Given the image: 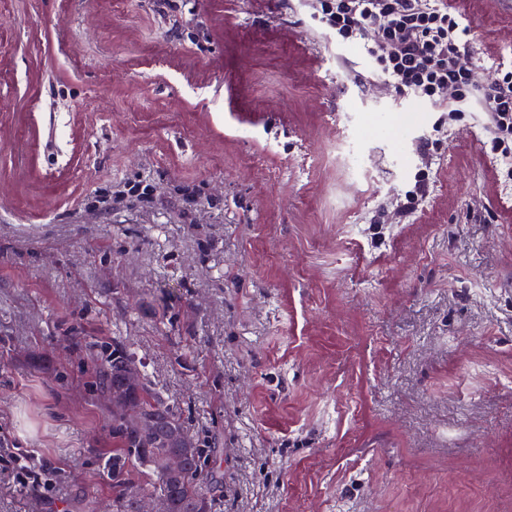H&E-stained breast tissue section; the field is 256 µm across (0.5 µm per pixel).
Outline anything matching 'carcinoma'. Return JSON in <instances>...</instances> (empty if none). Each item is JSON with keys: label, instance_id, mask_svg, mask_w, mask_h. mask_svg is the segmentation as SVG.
<instances>
[{"label": "carcinoma", "instance_id": "obj_1", "mask_svg": "<svg viewBox=\"0 0 512 512\" xmlns=\"http://www.w3.org/2000/svg\"><path fill=\"white\" fill-rule=\"evenodd\" d=\"M95 387L112 392L123 388L135 414L112 413V435L121 448L112 457V502L114 512H140L141 501L157 499L162 512H210L211 503L201 489L204 471L214 458L215 449L199 445L186 448L169 437L172 428H184L179 414L150 386L144 366L133 353L121 348L102 351L93 357ZM135 384H128L131 372ZM183 456L182 470L168 467L170 456ZM137 464L148 475L147 481L134 483L127 478L128 466Z\"/></svg>", "mask_w": 512, "mask_h": 512}]
</instances>
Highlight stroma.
Listing matches in <instances>:
<instances>
[{"mask_svg": "<svg viewBox=\"0 0 512 512\" xmlns=\"http://www.w3.org/2000/svg\"><path fill=\"white\" fill-rule=\"evenodd\" d=\"M449 2L492 83L512 0ZM311 12L0 0V438L47 479L1 455L0 512L110 507L101 342L217 449L211 512H512V195L486 115L354 80L359 47Z\"/></svg>", "mask_w": 512, "mask_h": 512, "instance_id": "1", "label": "stroma"}]
</instances>
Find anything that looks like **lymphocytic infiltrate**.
Masks as SVG:
<instances>
[{"label":"lymphocytic infiltrate","mask_w":512,"mask_h":512,"mask_svg":"<svg viewBox=\"0 0 512 512\" xmlns=\"http://www.w3.org/2000/svg\"><path fill=\"white\" fill-rule=\"evenodd\" d=\"M313 19L342 44H358L368 74L392 92L445 105L471 93L512 161V68L483 84L470 62L471 20L448 0H316Z\"/></svg>","instance_id":"lymphocytic-infiltrate-1"}]
</instances>
